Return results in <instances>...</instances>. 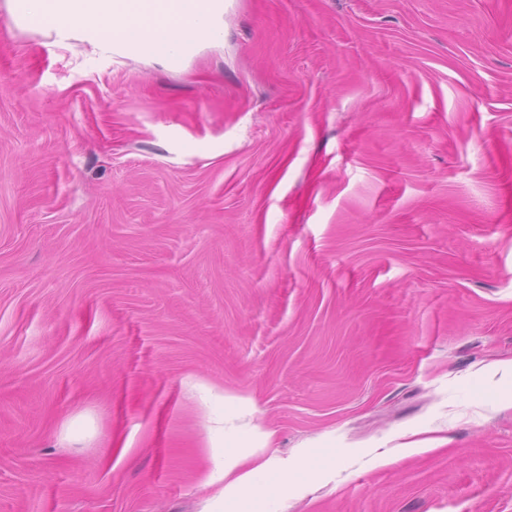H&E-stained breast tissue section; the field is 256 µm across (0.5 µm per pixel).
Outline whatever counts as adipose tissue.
I'll return each mask as SVG.
<instances>
[{
  "label": "adipose tissue",
  "instance_id": "obj_1",
  "mask_svg": "<svg viewBox=\"0 0 512 512\" xmlns=\"http://www.w3.org/2000/svg\"><path fill=\"white\" fill-rule=\"evenodd\" d=\"M196 0H148L145 8L133 11L126 0H37L36 18L49 29L72 32L91 43L107 47L124 41L128 52L147 53L155 42L164 45V57L171 58L187 45L213 40L221 21L209 19L194 8ZM234 495L215 494L217 506L227 512H244L252 501H267L277 486L288 480L287 471L274 459L243 458L219 475Z\"/></svg>",
  "mask_w": 512,
  "mask_h": 512
}]
</instances>
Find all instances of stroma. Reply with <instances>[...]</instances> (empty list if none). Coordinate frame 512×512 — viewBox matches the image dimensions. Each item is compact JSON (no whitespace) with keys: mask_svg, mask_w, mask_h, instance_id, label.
<instances>
[{"mask_svg":"<svg viewBox=\"0 0 512 512\" xmlns=\"http://www.w3.org/2000/svg\"><path fill=\"white\" fill-rule=\"evenodd\" d=\"M223 32L118 54L0 0V512H207L218 398L297 473L274 512H512V0Z\"/></svg>","mask_w":512,"mask_h":512,"instance_id":"obj_1","label":"stroma"}]
</instances>
